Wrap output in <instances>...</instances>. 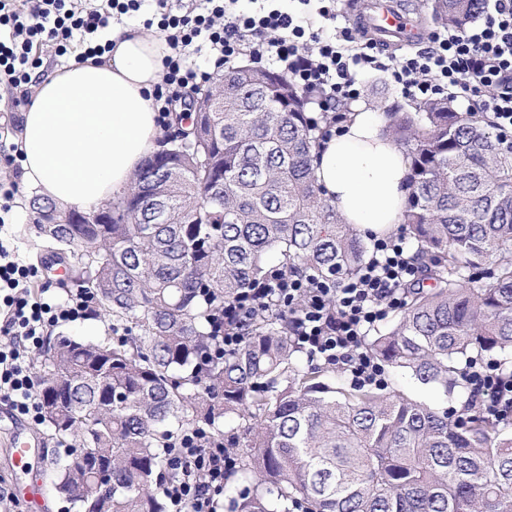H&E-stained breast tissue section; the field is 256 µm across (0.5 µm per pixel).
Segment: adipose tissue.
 <instances>
[{"label":"adipose tissue","mask_w":512,"mask_h":512,"mask_svg":"<svg viewBox=\"0 0 512 512\" xmlns=\"http://www.w3.org/2000/svg\"><path fill=\"white\" fill-rule=\"evenodd\" d=\"M170 53L158 34L126 28L101 58L34 73L16 150L24 181L85 210L124 195L161 130L151 93ZM383 124L358 109L313 151L324 197L345 223L377 236L399 224L407 200L408 160Z\"/></svg>","instance_id":"ef3b65f1"}]
</instances>
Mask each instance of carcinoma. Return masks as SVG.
Wrapping results in <instances>:
<instances>
[{
    "label": "carcinoma",
    "mask_w": 512,
    "mask_h": 512,
    "mask_svg": "<svg viewBox=\"0 0 512 512\" xmlns=\"http://www.w3.org/2000/svg\"><path fill=\"white\" fill-rule=\"evenodd\" d=\"M480 10V0H434L449 27ZM195 95L193 117H172L194 147L167 154L154 186L165 219L123 200L112 223L96 224L29 198L40 253L66 267L61 287L96 291L116 333H59L44 347L43 420L73 442L51 462L54 491L78 512H168L166 452L197 430L224 442L250 484L229 512H512V420L305 365L294 316L276 302L243 309L228 327L241 343L224 349V306L256 282L334 285L368 246L320 192L312 151L323 135L287 76L242 63ZM215 100L224 111H203ZM384 113L410 159L401 226L421 278L363 350L448 400L462 396L463 363L492 353L512 364V135L446 99ZM50 381L64 387L52 401ZM107 469L108 492L96 480Z\"/></svg>",
    "instance_id": "cac0c4a2"
}]
</instances>
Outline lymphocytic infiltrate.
<instances>
[{"instance_id":"lymphocytic-infiltrate-1","label":"lymphocytic infiltrate","mask_w":512,"mask_h":512,"mask_svg":"<svg viewBox=\"0 0 512 512\" xmlns=\"http://www.w3.org/2000/svg\"><path fill=\"white\" fill-rule=\"evenodd\" d=\"M250 11L239 0H205L203 9L174 12L169 0H0V81L28 83L41 65L38 48L63 56L78 44L79 60L109 52L113 21L139 18L157 28L171 53L153 92L161 116L181 90L211 79L193 64L195 44L205 43L214 69L242 53L256 62L279 65L289 80L320 111L335 112L361 96V76L376 69L391 72L402 94L419 104L445 98L476 103L496 117L500 130L512 132V0H483L480 21L435 32L428 47L402 56L380 57L373 43H360L349 27L316 28L312 17L336 20L335 0H253ZM404 236L376 239L358 273L337 285L283 278L250 288L244 303L261 306L275 296L297 306V343L310 356L339 365L356 384H376L381 366L362 349L377 322L402 300L401 283L415 278ZM34 268L21 264L13 247L0 240V401L13 417L41 423L28 353L39 348L55 327L84 318L82 295L61 302L32 289ZM472 398L485 415L512 419V369L496 361L473 362L464 371ZM177 472L163 488L172 512H221L219 497L237 467L235 457L205 434L191 431L172 451Z\"/></svg>"}]
</instances>
